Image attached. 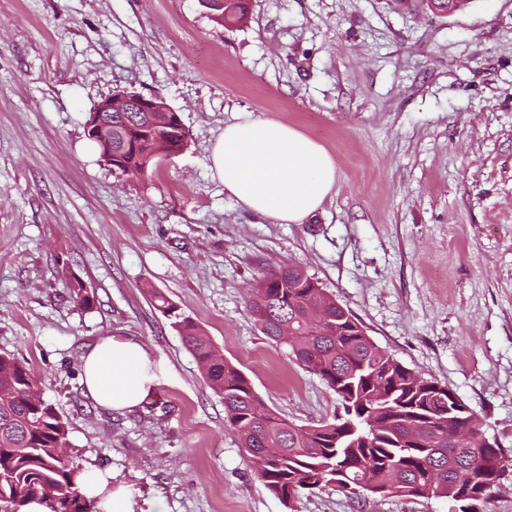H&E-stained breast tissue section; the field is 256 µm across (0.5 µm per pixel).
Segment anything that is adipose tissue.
<instances>
[{"instance_id": "1", "label": "adipose tissue", "mask_w": 512, "mask_h": 512, "mask_svg": "<svg viewBox=\"0 0 512 512\" xmlns=\"http://www.w3.org/2000/svg\"><path fill=\"white\" fill-rule=\"evenodd\" d=\"M211 170L243 209L272 224H301L336 190L329 151L274 118L228 123L210 148ZM84 383L96 403L114 411L142 405L154 383L152 363L132 341L108 337L83 357Z\"/></svg>"}]
</instances>
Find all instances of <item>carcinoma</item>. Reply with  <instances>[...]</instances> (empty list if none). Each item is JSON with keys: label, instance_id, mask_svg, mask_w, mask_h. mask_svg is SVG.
Wrapping results in <instances>:
<instances>
[{"label": "carcinoma", "instance_id": "cac0c4a2", "mask_svg": "<svg viewBox=\"0 0 512 512\" xmlns=\"http://www.w3.org/2000/svg\"><path fill=\"white\" fill-rule=\"evenodd\" d=\"M212 12L211 21L224 26L240 20L247 6L233 0ZM140 140L134 149L117 138H89L104 162L131 177L144 174L173 146L163 131L152 130ZM67 288L80 306H91L81 280ZM153 300L221 395L230 432L262 461L259 477L279 499L321 490L334 480L351 486L356 496L450 497L454 488L489 493L492 463L506 457L505 450L496 442L479 449L490 463L485 471L474 465L469 445L448 444V428L474 429V414L457 404L448 387L382 350L302 267L283 266L264 276L251 294L249 311L269 340L279 343L283 333L291 334L295 360L340 400L343 415L312 426L273 413L196 322L163 293L154 292ZM34 382L23 363L0 356V512H24L33 499L48 512H97L94 501L76 492L83 468L72 455H61L67 422L48 402L27 399Z\"/></svg>", "mask_w": 512, "mask_h": 512}]
</instances>
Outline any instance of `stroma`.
Wrapping results in <instances>:
<instances>
[{
  "mask_svg": "<svg viewBox=\"0 0 512 512\" xmlns=\"http://www.w3.org/2000/svg\"><path fill=\"white\" fill-rule=\"evenodd\" d=\"M162 98L188 146L131 178L101 161L88 112ZM274 117L322 144L336 191L303 224L242 210L210 170L226 123ZM298 265L408 368L448 386L512 456V0L438 16L423 0H0V354L68 424L82 468L133 512H459L450 498L329 486L283 503L224 424V402L153 305L160 291L280 416L332 420V390L268 340L247 301ZM87 284L91 307L65 286ZM142 346L151 398L92 399L82 357ZM224 6V0H209ZM244 0L231 1V3L224 6V13L222 9L212 8L209 9L214 14H221V16L214 17L211 15V21L218 25L224 26L240 20L247 12L246 4L242 3Z\"/></svg>",
  "mask_w": 512,
  "mask_h": 512,
  "instance_id": "1",
  "label": "stroma"
}]
</instances>
